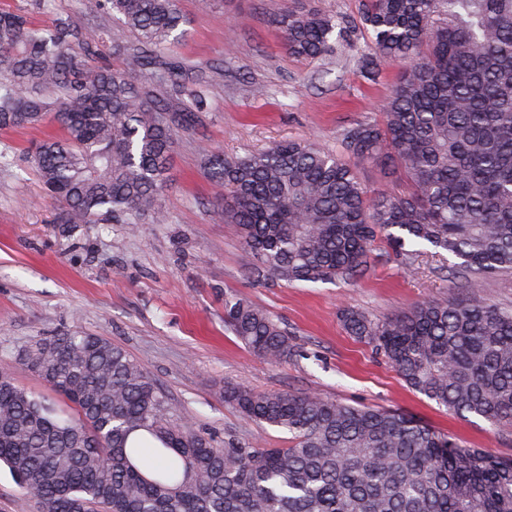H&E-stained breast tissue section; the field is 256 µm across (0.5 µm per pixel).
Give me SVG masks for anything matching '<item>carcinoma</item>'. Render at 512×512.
<instances>
[{"instance_id": "carcinoma-1", "label": "carcinoma", "mask_w": 512, "mask_h": 512, "mask_svg": "<svg viewBox=\"0 0 512 512\" xmlns=\"http://www.w3.org/2000/svg\"><path fill=\"white\" fill-rule=\"evenodd\" d=\"M132 41L122 67L91 65L108 34L59 17L38 28L0 11V130L53 120L27 156L59 224L166 220L158 197L177 132L206 106H177L184 63L161 49L187 35L179 0H99ZM383 59L407 62L378 116L341 134L342 152L390 163L407 193L367 195L339 155L288 140L243 157L206 155L224 185L250 273L276 282L356 280L383 242L407 265L431 247L460 260L465 295L375 320L345 307V330L416 392L462 417L512 427V309L487 302L485 275L512 272V0H359ZM288 53L329 56L347 21L320 10L276 18ZM224 324L258 358L285 362L288 330L264 308L224 299ZM24 364L63 411L0 368V461L37 512H512V458L465 448L402 413L316 392L224 387L245 418L287 431L286 448L224 446L174 421L164 391L105 336L44 337Z\"/></svg>"}]
</instances>
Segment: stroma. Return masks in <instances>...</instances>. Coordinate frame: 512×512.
<instances>
[{
  "label": "stroma",
  "mask_w": 512,
  "mask_h": 512,
  "mask_svg": "<svg viewBox=\"0 0 512 512\" xmlns=\"http://www.w3.org/2000/svg\"><path fill=\"white\" fill-rule=\"evenodd\" d=\"M190 21L168 57L190 68L185 101L204 89L207 107L179 131L159 204L167 220L144 214L137 227L114 221L55 223L35 169L25 161L36 141L59 135L51 122L0 131L13 164H0V365L29 391L50 390L19 360L34 341L66 331L104 336L123 347L165 390L177 417L217 442L253 441L284 448L288 432L241 416L224 400L225 385L258 391H314L355 406L397 410L456 438L464 447L512 457V428L462 419L413 392L387 360L349 336L340 321L352 306L377 319L425 300L461 297L447 257L431 253L405 267L377 247L370 272L355 282H284L253 277V263L236 225L220 212L222 186L204 167L203 149L227 157L268 149L288 139L341 149L342 129L372 117L404 65L384 59L376 81L360 61L370 53L357 0H180ZM38 24L63 15L88 32L107 28L112 41L128 32L103 17L96 0H0ZM320 9L348 20L350 32L334 55L288 54L275 23L284 9ZM235 295L266 308L293 335L295 353L271 364L253 355L224 326V298Z\"/></svg>",
  "instance_id": "obj_1"
}]
</instances>
